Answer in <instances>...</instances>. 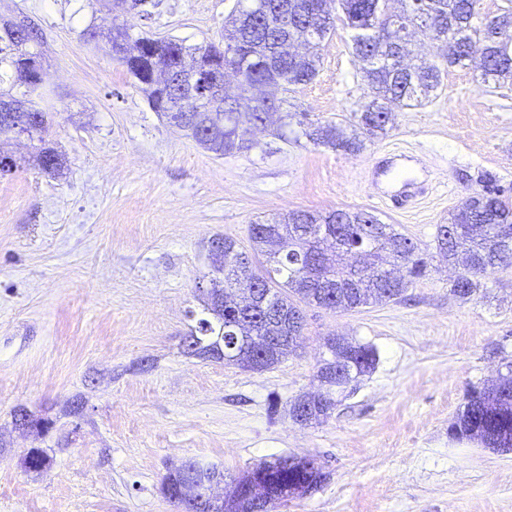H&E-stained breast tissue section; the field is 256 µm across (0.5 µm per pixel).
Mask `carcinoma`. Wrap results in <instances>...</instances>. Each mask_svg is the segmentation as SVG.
<instances>
[{"instance_id":"obj_1","label":"carcinoma","mask_w":512,"mask_h":512,"mask_svg":"<svg viewBox=\"0 0 512 512\" xmlns=\"http://www.w3.org/2000/svg\"><path fill=\"white\" fill-rule=\"evenodd\" d=\"M391 0H237L231 21L224 28V48L211 43L187 47L168 39L132 36L125 27H111V50L115 59L126 65L136 55L142 66L170 67L177 53L196 54L201 66L224 62V69L245 72L247 82L234 102L224 107L220 121L223 130L212 131L214 113L210 106L225 94L208 90L204 109L185 110L178 105V86L173 83L166 94L165 106L155 102V91L146 83L145 72L128 70L147 95L152 108L174 126L188 132L196 143L219 155L249 149L237 140L236 128L245 118L256 126L269 123L270 110L278 111L283 99H255L251 89L268 86L284 93L311 82L318 73L320 44L336 32L337 22L354 31L351 54L360 64V73L372 100L359 117L362 133L375 136L391 122L393 107L420 105L442 85V69L413 62L411 49L398 56L395 41L404 38L409 25L417 26V35L443 45L446 67H464L478 61L482 75L496 81L512 79V5L495 15H480L477 0H401L398 14L388 11ZM34 24L5 22L0 28V101L16 104L10 120H0V138L12 135L20 126L28 138L45 142L47 113L32 105L30 96L37 84L32 74L41 67L42 40L17 43L12 33H28ZM306 39V52L283 49L286 36ZM314 142L357 153L363 149L360 135L345 132L340 125L328 123L306 133ZM38 166L44 171L57 169L60 155L51 147L39 148ZM254 252L265 257L257 265L236 247V241L222 236L227 246L211 251V281L223 290H241L256 285L269 290L275 308L258 306L216 311L213 319L201 318L188 336L185 352L190 356L222 360L224 355L210 347L226 319L247 325L251 343L239 358L231 360L243 368L268 369L290 355L295 347H276L268 343L272 336L287 331L279 315L288 314L302 332L305 315L302 306H316L338 312L373 303L396 301L423 276L428 260L418 245L394 225L386 224L374 213L361 209H336L326 214L297 210L283 220L249 226ZM436 249L460 272L451 285L452 294L468 299L481 286V279L512 268V199L496 192L476 193L468 197L437 226ZM323 346L330 357L323 360L318 377L327 387L324 394L301 398L291 404V419L308 425L326 418L336 405L333 394L341 395L350 386L371 374L378 364L377 351L370 345L342 336L325 337ZM15 424L38 433L49 422L34 419L23 408L14 413ZM450 434L458 439L475 440L486 448H512V365L492 385L474 391L457 414ZM50 462L46 450L31 448L21 459L29 473H39ZM268 476V497L263 512H275L292 498L297 480L288 466L275 460L255 467ZM224 480V472L215 466L187 461L168 472L163 488L175 493L181 484L200 488L193 512H209L208 485Z\"/></svg>"}]
</instances>
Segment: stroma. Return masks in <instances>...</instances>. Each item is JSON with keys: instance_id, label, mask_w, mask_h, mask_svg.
<instances>
[{"instance_id": "stroma-1", "label": "stroma", "mask_w": 512, "mask_h": 512, "mask_svg": "<svg viewBox=\"0 0 512 512\" xmlns=\"http://www.w3.org/2000/svg\"><path fill=\"white\" fill-rule=\"evenodd\" d=\"M236 0H148L142 13L107 0H0V21L41 31L47 146L15 139L0 173V512H177L161 484L192 459L225 480L280 457L313 458L326 480L277 512H512V452L449 436L471 389L512 363V270L452 295L457 272L435 248L437 225L472 193L512 197V81L449 68L435 98L397 110L356 154L301 137L295 113L350 124L368 102L340 27L309 84L285 93L287 140L243 128L250 149L224 156L154 112L105 38L90 26L198 47L221 41ZM414 150L428 193L405 209L380 198L370 167L383 150ZM371 211L430 255L403 301L344 313L305 311L296 351L250 370L186 355L209 286V240L251 252L249 224L307 209ZM372 345L375 371L331 416L302 426L291 402L320 388L326 336ZM82 415L70 414L73 400ZM51 420L36 436L14 412ZM46 449L47 469L20 459Z\"/></svg>"}]
</instances>
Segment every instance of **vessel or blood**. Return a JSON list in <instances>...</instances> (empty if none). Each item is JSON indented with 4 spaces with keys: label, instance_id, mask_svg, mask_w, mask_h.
<instances>
[{
    "label": "vessel or blood",
    "instance_id": "obj_1",
    "mask_svg": "<svg viewBox=\"0 0 512 512\" xmlns=\"http://www.w3.org/2000/svg\"><path fill=\"white\" fill-rule=\"evenodd\" d=\"M422 159L410 151L383 152L372 165V183L379 197L401 209L426 194L430 187Z\"/></svg>",
    "mask_w": 512,
    "mask_h": 512
}]
</instances>
